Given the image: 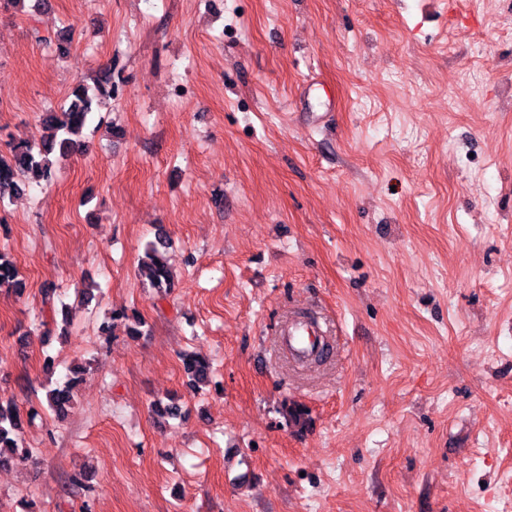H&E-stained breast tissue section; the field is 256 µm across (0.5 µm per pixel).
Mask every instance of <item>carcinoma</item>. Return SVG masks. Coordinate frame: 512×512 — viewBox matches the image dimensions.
I'll list each match as a JSON object with an SVG mask.
<instances>
[{"instance_id":"obj_1","label":"carcinoma","mask_w":512,"mask_h":512,"mask_svg":"<svg viewBox=\"0 0 512 512\" xmlns=\"http://www.w3.org/2000/svg\"><path fill=\"white\" fill-rule=\"evenodd\" d=\"M39 43L56 47L64 53L70 36L60 31L55 35H37ZM72 99L66 106L48 110L39 116L41 136L37 141H22L13 146L9 156L0 158V205L19 195L33 183L50 184L55 177L58 160L69 157L83 148L80 136L97 108L112 98V67L107 73L89 83L77 84ZM167 240L158 238L146 244L144 256L138 265V275L147 284L164 293L171 285L170 269L160 253ZM0 288L17 294L23 292L14 263L0 252ZM185 370L194 381L208 378L209 363L199 355L185 360ZM73 381L67 380L47 391V403L56 413L63 412L72 400ZM22 447V420L18 405L0 404V464L8 462L4 450L18 452Z\"/></svg>"}]
</instances>
